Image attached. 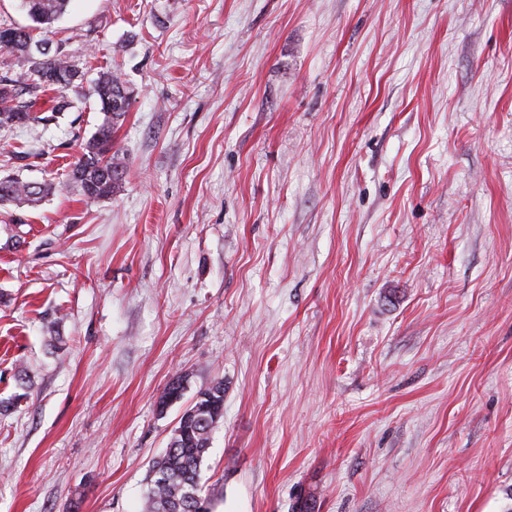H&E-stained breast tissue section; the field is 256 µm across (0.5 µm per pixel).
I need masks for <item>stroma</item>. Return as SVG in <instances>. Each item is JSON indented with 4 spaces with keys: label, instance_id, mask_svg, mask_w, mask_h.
I'll list each match as a JSON object with an SVG mask.
<instances>
[{
    "label": "stroma",
    "instance_id": "stroma-1",
    "mask_svg": "<svg viewBox=\"0 0 512 512\" xmlns=\"http://www.w3.org/2000/svg\"><path fill=\"white\" fill-rule=\"evenodd\" d=\"M133 90L0 133V512H142L224 381L215 512H512V0H70ZM185 376L181 402L159 399ZM55 189L53 183L33 184L9 175L0 178V206L10 203L34 207Z\"/></svg>",
    "mask_w": 512,
    "mask_h": 512
}]
</instances>
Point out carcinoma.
<instances>
[{"label":"carcinoma","mask_w":512,"mask_h":512,"mask_svg":"<svg viewBox=\"0 0 512 512\" xmlns=\"http://www.w3.org/2000/svg\"><path fill=\"white\" fill-rule=\"evenodd\" d=\"M69 0H25L24 9L33 22L29 27L1 26L0 50L11 54V61L0 73V131L17 127L46 126L91 94L104 114L101 125L82 146L78 159L68 172V182L89 200L112 197L124 179V157L115 149L114 126L128 112L131 91L121 76L110 69L98 72L93 86H83L84 73L70 57L52 48L50 35L64 15ZM44 46L36 56L32 47ZM28 70L36 80L28 83L17 71ZM50 99L49 114L34 112L40 97ZM52 183L33 184L15 176L0 178V206L5 203L36 206L50 195ZM224 415V381L213 380L196 394L192 412L183 415L164 453L153 461L143 512H190L195 498L213 504L214 494L203 493L201 469L210 448L211 432Z\"/></svg>","instance_id":"obj_1"}]
</instances>
